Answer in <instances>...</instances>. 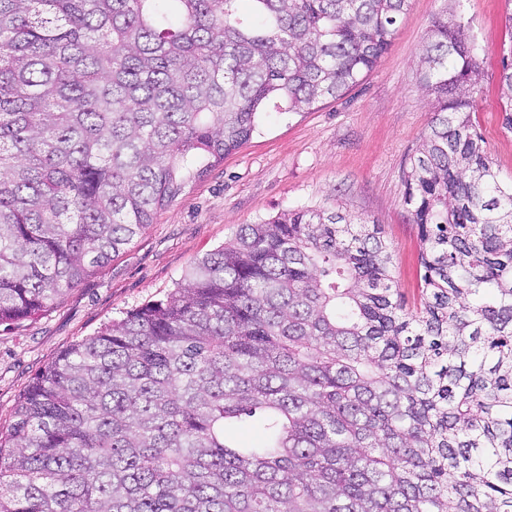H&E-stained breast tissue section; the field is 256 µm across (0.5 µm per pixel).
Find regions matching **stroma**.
Listing matches in <instances>:
<instances>
[{
	"label": "stroma",
	"instance_id": "35a3bbf8",
	"mask_svg": "<svg viewBox=\"0 0 512 512\" xmlns=\"http://www.w3.org/2000/svg\"><path fill=\"white\" fill-rule=\"evenodd\" d=\"M506 0H410L387 52L339 99L308 112H267L252 138L186 179L154 224L58 302L0 325V432L14 419L35 375L61 352L142 304L166 298L199 257L258 224L304 207L339 209L383 225L395 251L397 286L419 298L418 230L404 201L410 159L430 130L431 99L420 87L419 57L436 19L449 15L483 47L474 114L496 168L512 175V134L495 93L502 50L512 45Z\"/></svg>",
	"mask_w": 512,
	"mask_h": 512
}]
</instances>
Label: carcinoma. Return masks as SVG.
<instances>
[{"label": "carcinoma", "mask_w": 512, "mask_h": 512, "mask_svg": "<svg viewBox=\"0 0 512 512\" xmlns=\"http://www.w3.org/2000/svg\"><path fill=\"white\" fill-rule=\"evenodd\" d=\"M239 2L0 0V325L103 267L260 113L355 86L409 0ZM420 63L419 306L379 224H246L37 374L0 434V512H512V177L472 122L480 48L438 19ZM497 103L512 134V46Z\"/></svg>", "instance_id": "cac0c4a2"}]
</instances>
